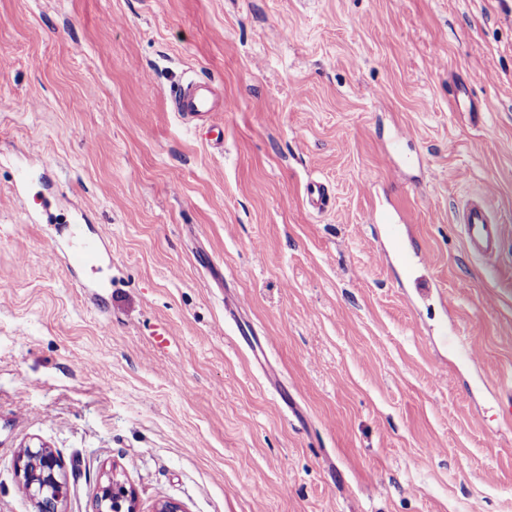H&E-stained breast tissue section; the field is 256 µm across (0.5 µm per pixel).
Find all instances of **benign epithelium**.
I'll use <instances>...</instances> for the list:
<instances>
[{
	"instance_id": "7a95c632",
	"label": "benign epithelium",
	"mask_w": 512,
	"mask_h": 512,
	"mask_svg": "<svg viewBox=\"0 0 512 512\" xmlns=\"http://www.w3.org/2000/svg\"><path fill=\"white\" fill-rule=\"evenodd\" d=\"M22 490L35 502L37 512H59L65 478L58 456L44 446L23 448L14 464ZM95 512H137L133 491L113 473L100 483Z\"/></svg>"
}]
</instances>
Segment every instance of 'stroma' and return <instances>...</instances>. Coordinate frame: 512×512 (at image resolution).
Returning a JSON list of instances; mask_svg holds the SVG:
<instances>
[{
  "instance_id": "1",
  "label": "stroma",
  "mask_w": 512,
  "mask_h": 512,
  "mask_svg": "<svg viewBox=\"0 0 512 512\" xmlns=\"http://www.w3.org/2000/svg\"><path fill=\"white\" fill-rule=\"evenodd\" d=\"M511 404L512 0H0V512L29 443L61 512H512ZM175 111L182 117L206 118L216 111V105L210 93L209 82H196L181 89L174 97ZM466 245L471 253L491 262L499 254L502 231L484 197L467 200L461 209ZM75 244L67 254L68 266L72 269L93 265L97 262L99 253L92 243L85 241L78 229L73 233ZM108 503L106 509L104 504ZM95 512H137L133 491L126 488L114 468L106 481L100 483Z\"/></svg>"
}]
</instances>
